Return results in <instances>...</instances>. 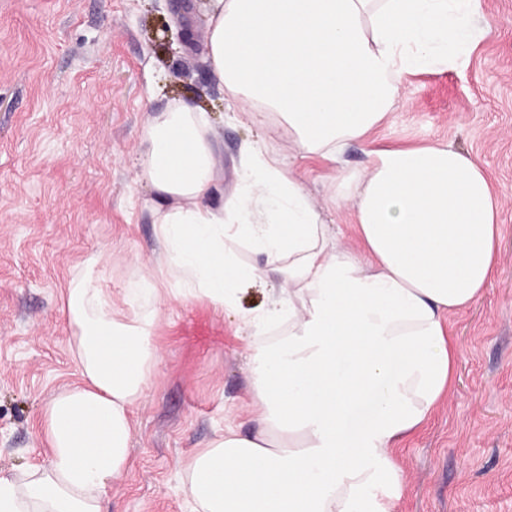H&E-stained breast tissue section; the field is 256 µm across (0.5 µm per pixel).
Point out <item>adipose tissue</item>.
<instances>
[{
    "instance_id": "adipose-tissue-1",
    "label": "adipose tissue",
    "mask_w": 512,
    "mask_h": 512,
    "mask_svg": "<svg viewBox=\"0 0 512 512\" xmlns=\"http://www.w3.org/2000/svg\"><path fill=\"white\" fill-rule=\"evenodd\" d=\"M477 15L478 0H210V65L235 122H279L301 155L335 164L390 121L405 76L464 63ZM142 143L160 258L120 298L95 287V260L73 274L63 311L83 382L42 410L47 461L0 473V512H103L130 409L158 375L165 298L208 302L250 331L244 419L187 463L190 512H393L396 451L453 384L446 318L497 270L502 201L480 160L436 141L339 171L329 198L356 213L353 248L294 162L260 143L243 145L234 193L211 205L213 129L187 104L150 118ZM256 279L276 289L243 308L239 286ZM378 486L387 502L369 498Z\"/></svg>"
}]
</instances>
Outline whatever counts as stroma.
I'll return each instance as SVG.
<instances>
[{
	"label": "stroma",
	"mask_w": 512,
	"mask_h": 512,
	"mask_svg": "<svg viewBox=\"0 0 512 512\" xmlns=\"http://www.w3.org/2000/svg\"><path fill=\"white\" fill-rule=\"evenodd\" d=\"M210 0H0V472L45 461L41 409L79 383L62 298L98 257L114 296L151 265L154 231L136 180L148 120L175 101L214 127L225 194L243 143L287 151L274 123L239 125L213 74ZM466 64L407 76L372 144L350 143L349 170L370 146L438 140L476 155L503 204L498 272L449 321L457 345L449 396L398 455L397 512H512V0H480ZM308 191L341 240L352 209L328 200V162L306 158ZM155 384L130 410L128 467L104 512H189L183 467L240 423L250 351L234 318L165 301Z\"/></svg>",
	"instance_id": "obj_1"
}]
</instances>
